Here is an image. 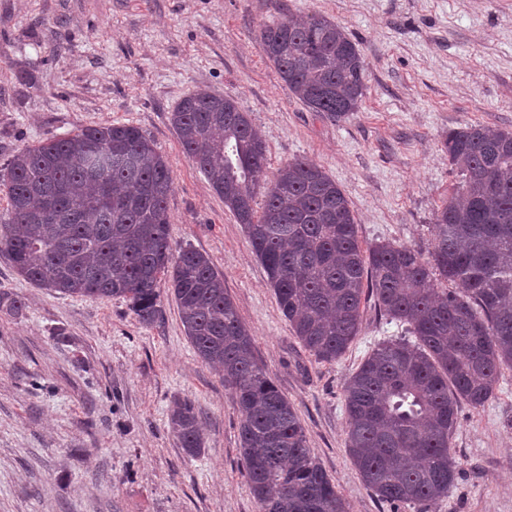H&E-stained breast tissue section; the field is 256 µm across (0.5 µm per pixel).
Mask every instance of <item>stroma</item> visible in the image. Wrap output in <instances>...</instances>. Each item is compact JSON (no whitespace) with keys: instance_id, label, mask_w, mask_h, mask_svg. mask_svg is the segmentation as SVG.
<instances>
[{"instance_id":"1","label":"stroma","mask_w":512,"mask_h":512,"mask_svg":"<svg viewBox=\"0 0 512 512\" xmlns=\"http://www.w3.org/2000/svg\"><path fill=\"white\" fill-rule=\"evenodd\" d=\"M312 11L343 26L365 63L359 110L336 120L290 94L257 40L262 25ZM199 86L261 127L266 175L297 157L319 164L347 197L362 245L425 250L435 209L460 182L444 133L512 130V0H0V165L85 126L139 127L172 170L173 249L211 257L349 512H417L378 501L346 448L344 384L402 327L366 300L341 358L320 362L303 347L243 225L171 125ZM0 292L24 304L0 307V512H258L238 410L170 295L146 327L125 299L34 286L3 251ZM184 399L201 422L196 457L169 427ZM450 446L456 485L430 512H512L511 370L485 406H460Z\"/></svg>"}]
</instances>
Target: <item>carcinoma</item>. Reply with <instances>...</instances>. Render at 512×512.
Instances as JSON below:
<instances>
[{
  "label": "carcinoma",
  "mask_w": 512,
  "mask_h": 512,
  "mask_svg": "<svg viewBox=\"0 0 512 512\" xmlns=\"http://www.w3.org/2000/svg\"><path fill=\"white\" fill-rule=\"evenodd\" d=\"M259 43L306 107L334 119L358 110L365 64L334 21L287 17L263 26ZM170 120L183 154L244 226L283 316L317 360L346 352L369 298L405 326L345 383L348 452L382 502L448 497L459 474L450 448L458 408L484 406L502 370H512V131L470 124L445 135L461 180L434 211L425 255L391 242L363 248L343 191L306 157L260 182L266 139L233 99L197 89ZM0 180L8 188L0 247L31 284L123 298L148 327L162 317L160 283H168L196 355L221 374L240 413L244 477L259 512H348L297 412L258 362L224 277L206 254L173 250V177L152 140L129 124L83 127L22 148ZM170 428L186 456L201 454L191 402L177 403Z\"/></svg>",
  "instance_id": "1"
}]
</instances>
